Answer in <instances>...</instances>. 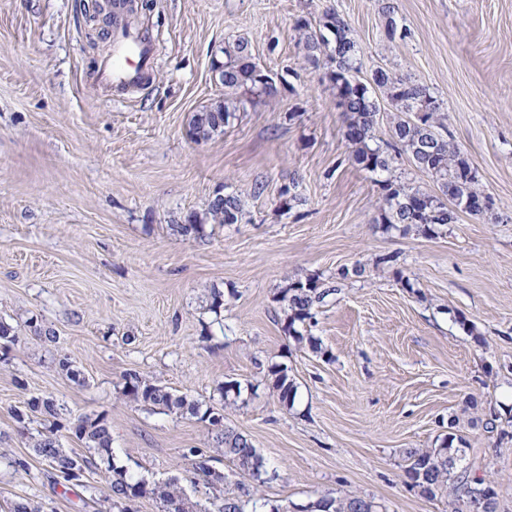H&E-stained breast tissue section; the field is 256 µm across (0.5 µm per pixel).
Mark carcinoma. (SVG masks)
<instances>
[{
    "label": "carcinoma",
    "mask_w": 512,
    "mask_h": 512,
    "mask_svg": "<svg viewBox=\"0 0 512 512\" xmlns=\"http://www.w3.org/2000/svg\"><path fill=\"white\" fill-rule=\"evenodd\" d=\"M296 29L305 50L306 61L313 67L327 66L326 76L336 88L339 106L346 114L345 140L352 146V159L362 170L372 174L389 171V157L376 142L377 115L381 112L376 97L369 86L354 76L358 72L357 41L347 22L335 11H325L312 24L299 20ZM224 82L229 90L244 89L256 94L277 92L274 79L265 71L257 69L249 44L239 40L224 47ZM373 84L381 89L392 108L398 112L391 129V148L409 155L417 168L431 174L440 183L441 195H430L411 190L390 177L375 180L381 201V223L386 228H416L426 236H435L458 221V211L485 216L492 213L493 198L478 187V176L468 155L452 140L445 139L437 128L442 125L440 105L429 90L418 83L392 77L378 69L372 74ZM238 110L237 101L226 98L215 106L196 113L191 121L192 136L208 140L224 132ZM242 214L239 196L224 195L222 203L209 202L206 218L215 224H236ZM331 289L321 287L319 280L308 278L288 285L282 291L281 301L285 305V331L296 340H304L302 330L314 323L315 308L322 304ZM273 379V388L280 400L294 404L297 387L288 374V368L274 364L268 368ZM124 393L135 401L168 412L188 413L209 421L214 431L215 448L231 460L239 472L252 480L265 481L267 469L263 457L250 439L242 433L223 425L222 418L202 404L189 399L185 393L169 391L153 384L136 373L124 376ZM26 411L38 414L45 422V431L34 440V448L41 460L51 469L62 474L67 482L78 481L89 464L86 457L69 455L59 448L56 432L61 428L57 418L60 407L49 397H32L27 401ZM24 411V412H26ZM24 412L18 410L13 417L19 424L20 434L26 435ZM74 429L75 436L85 447L94 451H109L112 435L104 418L79 417ZM454 437L443 440L437 448L415 449L409 452L410 464L406 473L413 484L427 493L442 486L452 487L455 501L462 507L454 512H480L482 497L497 495L495 487L482 478H469L455 474L456 465H448L451 456H463L464 450L453 447ZM195 460L191 463V481L203 482L213 488L224 483V473H215L209 458L196 457V450L189 449ZM111 473L107 483L111 498L132 500L147 493L160 504V512H170L171 505L182 499L179 491L167 486L147 489L143 478L128 473L115 464H107ZM200 512H245L244 503L238 498H224L211 503V507ZM308 512H377L376 504L362 496L343 498L323 497L309 505Z\"/></svg>",
    "instance_id": "cac0c4a2"
}]
</instances>
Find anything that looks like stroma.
<instances>
[{"instance_id":"1","label":"stroma","mask_w":512,"mask_h":512,"mask_svg":"<svg viewBox=\"0 0 512 512\" xmlns=\"http://www.w3.org/2000/svg\"><path fill=\"white\" fill-rule=\"evenodd\" d=\"M91 2L0 0V321L17 336L0 346V504L109 508L101 454L73 485L35 452L40 420L19 435L12 409L50 396L63 419L105 417L114 461L191 507L220 493L291 512L357 494L380 512H448L447 493H424L406 467L410 449L451 436L512 512V0H134L131 22L158 52L137 92L100 81L111 25ZM328 9L358 42L361 81L383 68L437 98L492 215L434 238L385 229L334 86L298 43L297 20ZM239 40L288 85L245 95L222 134L195 139L193 115L224 97L212 62ZM218 192L241 196L238 223L174 232ZM309 277L332 290L314 348L285 332L280 300ZM273 364L297 386L293 406L266 377ZM129 372L222 412L266 483L224 457L220 490L187 482V450L212 448L208 423L132 401ZM229 380L242 394L228 407Z\"/></svg>"}]
</instances>
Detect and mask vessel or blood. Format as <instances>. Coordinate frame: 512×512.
<instances>
[{
  "mask_svg": "<svg viewBox=\"0 0 512 512\" xmlns=\"http://www.w3.org/2000/svg\"><path fill=\"white\" fill-rule=\"evenodd\" d=\"M126 0L112 2V53L102 63V83L125 90L144 88L151 79L156 48L148 34L123 24Z\"/></svg>",
  "mask_w": 512,
  "mask_h": 512,
  "instance_id": "vessel-or-blood-1",
  "label": "vessel or blood"
}]
</instances>
